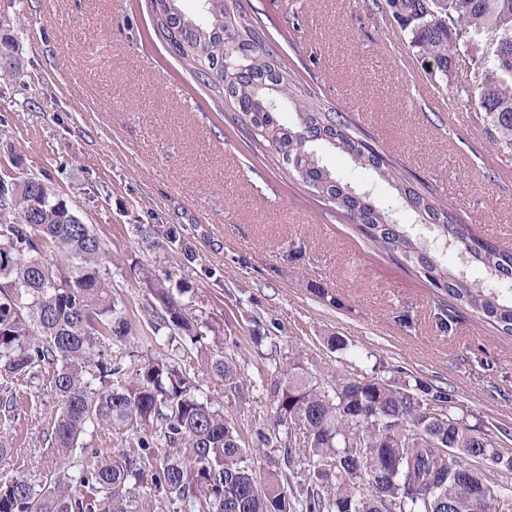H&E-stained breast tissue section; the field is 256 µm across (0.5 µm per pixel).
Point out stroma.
I'll return each mask as SVG.
<instances>
[{
    "label": "stroma",
    "instance_id": "obj_1",
    "mask_svg": "<svg viewBox=\"0 0 512 512\" xmlns=\"http://www.w3.org/2000/svg\"><path fill=\"white\" fill-rule=\"evenodd\" d=\"M242 4L297 88L345 113L478 236L512 249V147L474 122L458 93L482 71L481 52L438 74L385 0ZM1 37L14 39L21 68L0 79V175H41L104 243L102 270L131 327L129 367L174 355L152 336L149 271L177 289L208 352L232 357L243 379L271 372L263 354L273 347L284 364L331 378L341 364L326 339L336 335L357 346L362 369L435 379L455 390L470 425L512 429V337L468 317L440 329L423 275L256 148L155 36L140 0H0ZM317 151L337 176L391 202L347 156ZM142 224L173 228L195 261L165 242L146 246ZM199 381L242 436L269 420V393L237 400L207 372ZM12 391L16 420L0 435L38 461L57 398L42 374Z\"/></svg>",
    "mask_w": 512,
    "mask_h": 512
}]
</instances>
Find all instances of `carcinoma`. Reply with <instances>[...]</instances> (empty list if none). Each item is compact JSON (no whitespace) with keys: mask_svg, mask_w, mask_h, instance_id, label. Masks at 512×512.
Wrapping results in <instances>:
<instances>
[{"mask_svg":"<svg viewBox=\"0 0 512 512\" xmlns=\"http://www.w3.org/2000/svg\"><path fill=\"white\" fill-rule=\"evenodd\" d=\"M153 31L199 85L231 110L253 143L281 159L336 218L356 225L376 249L398 254L440 293L439 325L450 330L468 315L512 337V252L478 237L430 188L410 180L396 161L351 128L340 112L293 89L260 18L239 0H206L207 20L178 18L168 0H145ZM386 0L392 19L411 28L412 43L448 73L466 35L491 45L480 74L462 92L502 144L512 146V0ZM20 67L16 46L0 40V76ZM295 114L285 126L284 106ZM323 143L369 170L393 191L381 206L324 167ZM406 209L448 238L457 264L414 228L397 222ZM0 426L15 419L11 385L37 368L48 370L59 408L42 453L51 469L0 476V512H151L153 503L179 512H505L512 490V432L479 430L458 414L451 387L426 377L397 386L378 375L324 380L293 371L266 384L270 422L244 438L192 380L203 336L193 316L161 281L150 284L154 334L176 343L175 358L154 360L129 375L124 360L129 323L112 283L101 274L100 239L44 179L0 177ZM54 248L60 260L44 259ZM484 269L481 280L468 270ZM203 368L238 397L243 386L233 359L205 355ZM130 433L117 450L84 441L98 430ZM253 448H274L270 467L256 465Z\"/></svg>","mask_w":512,"mask_h":512,"instance_id":"1","label":"carcinoma"}]
</instances>
